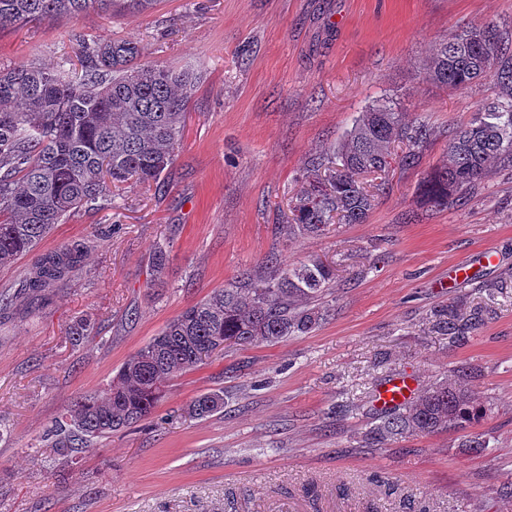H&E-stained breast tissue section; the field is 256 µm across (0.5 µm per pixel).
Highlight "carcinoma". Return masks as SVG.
Returning <instances> with one entry per match:
<instances>
[{
    "instance_id": "carcinoma-1",
    "label": "carcinoma",
    "mask_w": 512,
    "mask_h": 512,
    "mask_svg": "<svg viewBox=\"0 0 512 512\" xmlns=\"http://www.w3.org/2000/svg\"><path fill=\"white\" fill-rule=\"evenodd\" d=\"M156 0H0V29L58 16L99 12H144ZM136 42L103 39L82 44L81 76L64 66L20 64L0 68V268L12 266L51 232L85 207L112 196L134 180L157 184L174 165L183 119L196 76L187 70L142 61ZM425 79L467 89L492 79L496 97L471 119L448 131L446 160L420 181L421 197L438 207L484 179L491 164L512 162V42L496 23L467 24L439 44L424 65ZM434 130L409 119L398 103L382 98L355 120L336 159H321L302 179L306 187L292 207L288 234L318 236L332 219L362 224L375 194L362 177L395 164L419 166ZM324 169L327 174L319 175ZM87 242H75L40 257L26 288L41 294L80 269ZM270 273L244 269L209 298L187 308L133 353L99 392L76 399L45 438L54 462L67 465L86 448L147 420L166 394L167 383L206 363L225 345L275 344L312 333L330 316L325 295L335 269L318 257L282 264ZM431 329L463 341L482 322L481 309L467 313L450 303L428 318ZM95 321L84 316L68 328L72 345L93 338ZM224 408V391L196 397L195 418ZM492 411V404L465 384L439 379L412 400L373 412L366 434L382 443L413 434L463 432L460 447L484 450L489 441L466 431Z\"/></svg>"
}]
</instances>
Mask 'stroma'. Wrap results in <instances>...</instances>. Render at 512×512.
<instances>
[{
  "label": "stroma",
  "instance_id": "obj_1",
  "mask_svg": "<svg viewBox=\"0 0 512 512\" xmlns=\"http://www.w3.org/2000/svg\"><path fill=\"white\" fill-rule=\"evenodd\" d=\"M512 21V0H157L146 13L88 11L0 30V67L80 72L77 39L141 43L146 58L196 74L177 161L161 186L128 183L0 269V512H512V165L494 164L449 207L417 185L446 155L447 131L498 92L451 91L424 78L436 44L460 25ZM398 94L436 137L419 167L388 180L361 224L291 238L285 216L312 159L336 152L365 107ZM81 271L48 299L25 288L42 255L77 242ZM168 261L155 265L157 247ZM494 256L450 287L461 262ZM317 256L335 265L331 319L276 344L230 346L175 379L149 420L100 440L71 468L50 463L44 436L76 397L239 269ZM482 306L460 344L426 317ZM92 315L96 337L67 329ZM474 373L492 410L474 451L440 432L368 444L372 396L395 374L419 386ZM223 389V412L188 417Z\"/></svg>",
  "mask_w": 512,
  "mask_h": 512
}]
</instances>
